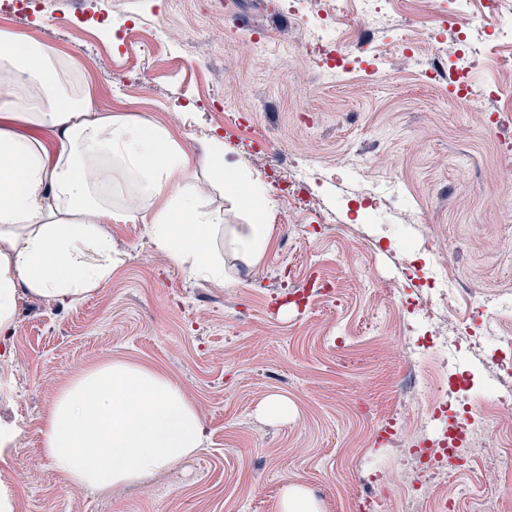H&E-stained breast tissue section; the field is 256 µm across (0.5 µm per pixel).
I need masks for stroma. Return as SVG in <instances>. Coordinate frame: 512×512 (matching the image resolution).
<instances>
[{"mask_svg": "<svg viewBox=\"0 0 512 512\" xmlns=\"http://www.w3.org/2000/svg\"><path fill=\"white\" fill-rule=\"evenodd\" d=\"M31 15L0 12V30L51 48L85 80L94 106L159 126L203 172L207 141L268 190L270 243L259 261L224 252L223 286L191 279L157 253L141 223L107 225L124 263L76 308L24 295L0 383V418L23 424L0 450V487L12 512H279L285 484L303 485L322 512H356L367 492L357 446L383 474L382 512H399L401 459L367 444L400 412L413 431L416 391L430 357L411 358L385 320L419 297L436 266L466 303L512 300V149L491 123L489 92H512L501 65L512 45L481 49L469 75L478 109L455 102L447 77L426 81L401 56V34L430 44L408 4L370 37L380 72L333 78L299 49L301 29L273 20L264 0H40ZM233 112L300 160L319 209L290 213L269 184L265 158L241 148ZM378 196L371 222L360 213ZM432 236L435 253L398 241ZM163 370L193 400L204 445L149 482L109 492L70 485L41 451V416L75 373L106 358ZM274 395L287 420L267 418ZM512 451L505 429L468 472L475 497L512 512V482L488 458Z\"/></svg>", "mask_w": 512, "mask_h": 512, "instance_id": "1", "label": "stroma"}]
</instances>
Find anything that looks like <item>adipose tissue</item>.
<instances>
[{"label": "adipose tissue", "mask_w": 512, "mask_h": 512, "mask_svg": "<svg viewBox=\"0 0 512 512\" xmlns=\"http://www.w3.org/2000/svg\"><path fill=\"white\" fill-rule=\"evenodd\" d=\"M211 185L251 209L267 206L258 177L239 174L211 138ZM130 185L113 204L117 178ZM191 156L161 127L91 105L73 63L0 31V335L24 294L80 305L124 257L106 220L147 224L156 252L188 277L224 283L221 244L258 260L269 225L226 224L200 204ZM42 451L71 484L102 491L170 470L203 445L182 387L163 371L112 359L72 376L41 417Z\"/></svg>", "instance_id": "ef3b65f1"}]
</instances>
